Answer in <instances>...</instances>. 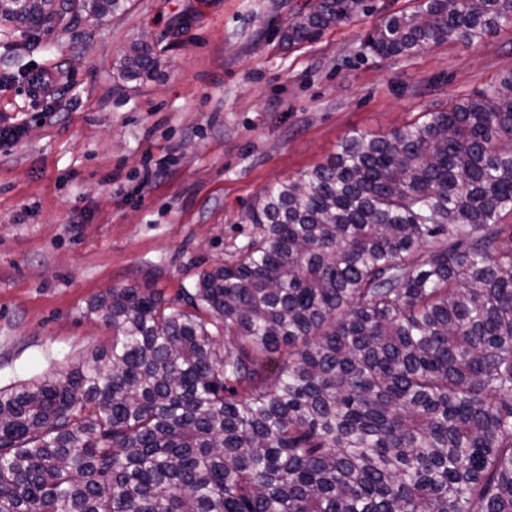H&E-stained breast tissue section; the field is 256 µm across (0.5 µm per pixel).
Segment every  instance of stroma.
Returning <instances> with one entry per match:
<instances>
[{
  "instance_id": "stroma-1",
  "label": "stroma",
  "mask_w": 512,
  "mask_h": 512,
  "mask_svg": "<svg viewBox=\"0 0 512 512\" xmlns=\"http://www.w3.org/2000/svg\"><path fill=\"white\" fill-rule=\"evenodd\" d=\"M316 0H130L101 23L0 35V386L108 349L88 312L107 289L174 299L229 259L277 182L327 162L357 133L385 135L512 75V28L478 46L382 59L365 39L416 0H363L314 41L283 40ZM149 35L159 75L115 67ZM58 78V111L31 96Z\"/></svg>"
}]
</instances>
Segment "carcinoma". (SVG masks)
Here are the masks:
<instances>
[{"instance_id": "1", "label": "carcinoma", "mask_w": 512, "mask_h": 512, "mask_svg": "<svg viewBox=\"0 0 512 512\" xmlns=\"http://www.w3.org/2000/svg\"><path fill=\"white\" fill-rule=\"evenodd\" d=\"M361 0H320L288 44ZM126 0H3L14 22ZM512 0H424L380 58L471 47ZM162 63L146 40L129 80ZM512 96L343 140L267 190L256 233L167 302L90 306L110 354L0 387V512H512Z\"/></svg>"}]
</instances>
